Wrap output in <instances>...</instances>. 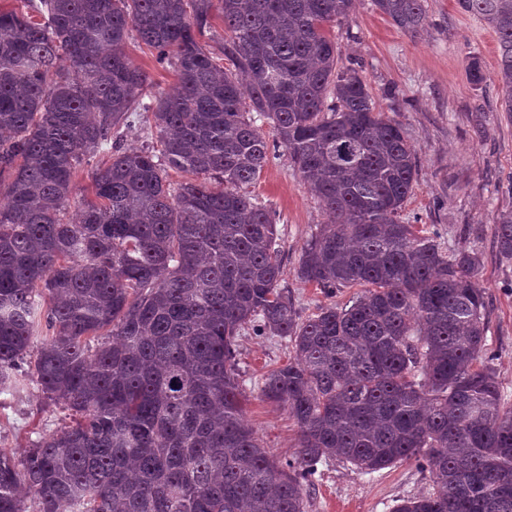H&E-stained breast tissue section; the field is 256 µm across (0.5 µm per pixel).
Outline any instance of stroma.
Here are the masks:
<instances>
[{"instance_id": "1", "label": "stroma", "mask_w": 512, "mask_h": 512, "mask_svg": "<svg viewBox=\"0 0 512 512\" xmlns=\"http://www.w3.org/2000/svg\"><path fill=\"white\" fill-rule=\"evenodd\" d=\"M426 7L430 25L417 37L393 26L372 0H355L350 16L329 32L339 65L359 71L377 110L398 121L413 146L417 183L402 222L437 233L446 253L473 250L481 257L487 344L503 398L512 404V262L500 257L493 226L498 212L512 210V119L498 102L499 45L456 0H426ZM474 59L483 74L479 83L469 75ZM246 192L279 218L282 285L301 317L347 302L352 289L328 295L296 277L305 242L328 218L287 155L271 159ZM292 354L285 337L245 330L238 339L246 416L267 451L282 461L297 451V426L283 407L262 397L261 386L264 374ZM65 423L35 382L0 392V449L21 453L30 440ZM431 489L427 475L410 461L365 474L335 459L317 474L306 512H391L398 499Z\"/></svg>"}]
</instances>
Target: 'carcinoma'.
<instances>
[{"instance_id":"1","label":"carcinoma","mask_w":512,"mask_h":512,"mask_svg":"<svg viewBox=\"0 0 512 512\" xmlns=\"http://www.w3.org/2000/svg\"><path fill=\"white\" fill-rule=\"evenodd\" d=\"M0 9V390L22 365L70 423L0 451V512H305L333 457L365 474L412 461L433 491L391 512H512V407L486 348L474 251L449 256L399 220L417 176L402 125L338 66L327 26L354 0H22ZM414 36L425 0H372ZM497 35L512 116V0H457ZM218 11L229 38L199 37ZM137 38L177 76L147 92ZM149 112L157 145L112 140ZM267 121L268 139L259 121ZM284 148L329 222L281 286L276 213L241 189ZM93 198L62 218L90 158ZM192 179L172 188L169 171ZM512 261V211L497 214ZM51 333L36 351L40 327ZM294 355L261 393L298 427L271 458L246 420L242 330Z\"/></svg>"}]
</instances>
